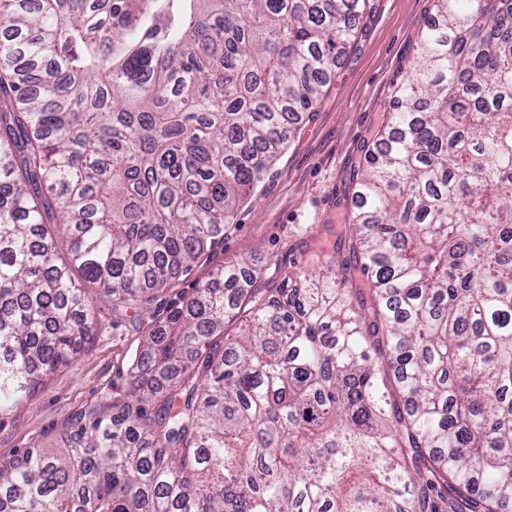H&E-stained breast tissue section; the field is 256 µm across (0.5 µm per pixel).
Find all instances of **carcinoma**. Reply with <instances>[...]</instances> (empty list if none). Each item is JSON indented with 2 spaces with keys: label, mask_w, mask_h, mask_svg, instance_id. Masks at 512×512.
Masks as SVG:
<instances>
[{
  "label": "carcinoma",
  "mask_w": 512,
  "mask_h": 512,
  "mask_svg": "<svg viewBox=\"0 0 512 512\" xmlns=\"http://www.w3.org/2000/svg\"><path fill=\"white\" fill-rule=\"evenodd\" d=\"M433 2L356 276L216 269L0 512H512V0ZM365 4L0 0V413L84 351L88 286L145 308L224 242Z\"/></svg>",
  "instance_id": "obj_1"
}]
</instances>
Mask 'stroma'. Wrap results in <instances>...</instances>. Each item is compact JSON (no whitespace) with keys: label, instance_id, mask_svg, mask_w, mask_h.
I'll return each instance as SVG.
<instances>
[{"label":"stroma","instance_id":"stroma-1","mask_svg":"<svg viewBox=\"0 0 512 512\" xmlns=\"http://www.w3.org/2000/svg\"><path fill=\"white\" fill-rule=\"evenodd\" d=\"M433 0H368L345 56L324 95L298 124L290 143L241 204L224 243L207 261L159 293L148 309L113 313L71 364L50 373L24 401L0 414V459L30 448L58 447L78 415L120 401L131 386L128 367L144 331L187 299L208 274L247 260L265 282L277 266L302 263L311 251L354 263L342 243L352 196L393 92L409 74Z\"/></svg>","mask_w":512,"mask_h":512}]
</instances>
